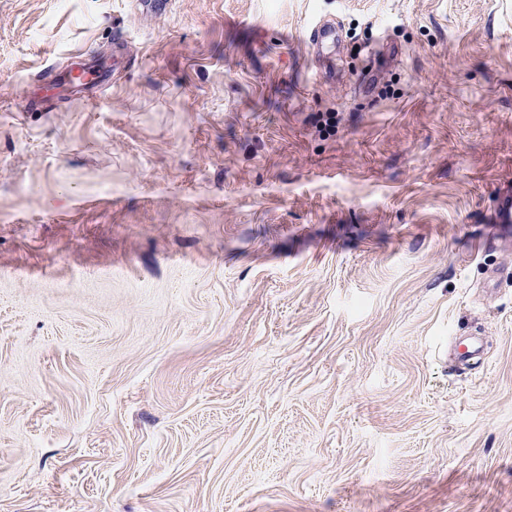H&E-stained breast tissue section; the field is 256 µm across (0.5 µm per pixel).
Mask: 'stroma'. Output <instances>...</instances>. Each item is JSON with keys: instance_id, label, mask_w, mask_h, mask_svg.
<instances>
[{"instance_id": "stroma-1", "label": "stroma", "mask_w": 512, "mask_h": 512, "mask_svg": "<svg viewBox=\"0 0 512 512\" xmlns=\"http://www.w3.org/2000/svg\"><path fill=\"white\" fill-rule=\"evenodd\" d=\"M506 184L512 0H0V512H512ZM490 224L512 231V192L505 187L498 196L496 206L490 216Z\"/></svg>"}]
</instances>
